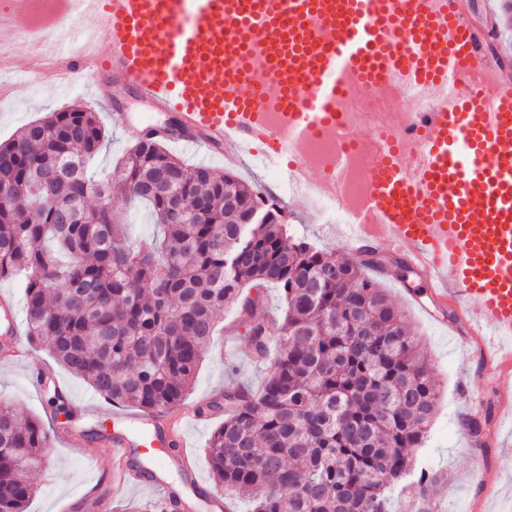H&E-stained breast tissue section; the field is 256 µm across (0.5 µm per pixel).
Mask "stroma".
<instances>
[{"mask_svg":"<svg viewBox=\"0 0 512 512\" xmlns=\"http://www.w3.org/2000/svg\"><path fill=\"white\" fill-rule=\"evenodd\" d=\"M88 73L77 74L64 91L46 84L18 86L12 98L0 105V142L8 140L21 126L42 118L47 112L80 103L97 112L105 121L106 146L96 157L93 169L99 174L114 172L119 159L136 137L134 128L151 121L163 123V113L148 103L131 98L119 87H112L108 96H98ZM121 105L127 116V130L107 122L108 109ZM234 174L258 188L264 195L275 197L284 207L286 222L296 234L308 237L333 255L348 258L352 251L341 225L328 223L327 217L309 200L292 191L281 167H263L254 162L232 169ZM393 305L408 317L414 332L422 336L429 351V364L438 390L436 416L421 447L414 449L416 460L443 473L434 499L435 512H503L512 506V423L492 419L485 446L472 442L465 427L469 416H483L487 408L501 404L512 406V368L488 363L479 345L465 343L475 316L458 315L452 308L439 305L427 280L401 264H386L377 276ZM214 352L201 362L195 382L185 397L207 407L216 394L247 390L258 386L264 366L257 362L247 339V327L238 306L225 307L213 338ZM48 349L34 346L26 363L0 362V398L10 401L19 415L39 419L46 431L62 423L78 431H95L111 426V403L99 402L100 414H91L89 402L96 400L90 386L65 369L57 374L68 387L66 414H54L47 395L38 393L29 381L30 372L39 365L53 363ZM481 384L479 402H466L461 385L466 376ZM97 401V400H96ZM226 416L215 411L204 423H186L187 449L196 462V474L204 487H211L206 443ZM48 470H36L32 481L37 486L28 505V512H80L78 496L88 486H102L111 502L112 512H122L133 505L140 512H155L161 498L146 485L112 484L108 473L112 467L110 449L92 445L76 447L47 446ZM484 471L483 481H475V468Z\"/></svg>","mask_w":512,"mask_h":512,"instance_id":"obj_1","label":"stroma"}]
</instances>
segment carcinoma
I'll return each instance as SVG.
<instances>
[{
  "label": "carcinoma",
  "instance_id": "1",
  "mask_svg": "<svg viewBox=\"0 0 512 512\" xmlns=\"http://www.w3.org/2000/svg\"><path fill=\"white\" fill-rule=\"evenodd\" d=\"M97 113L54 110L0 143V280H24L26 336L106 401L163 413L179 405L243 288L284 301L269 326L245 309L257 395L232 406L207 442L213 488L247 512H433L438 474L416 463L437 406L428 358L405 315L366 269L288 225L241 224L242 207L278 200L231 172L190 166L139 139L118 170L127 206L144 205L163 241L134 247L114 218L112 176L89 175L104 147ZM275 353H270L271 337ZM47 434L0 400V512H26Z\"/></svg>",
  "mask_w": 512,
  "mask_h": 512
}]
</instances>
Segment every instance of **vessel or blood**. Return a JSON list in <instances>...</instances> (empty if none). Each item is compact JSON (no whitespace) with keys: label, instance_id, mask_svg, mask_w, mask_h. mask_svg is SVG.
<instances>
[{"label":"vessel or blood","instance_id":"b4317fda","mask_svg":"<svg viewBox=\"0 0 512 512\" xmlns=\"http://www.w3.org/2000/svg\"><path fill=\"white\" fill-rule=\"evenodd\" d=\"M12 4L0 13V46L33 47L24 82L63 87L90 72L170 113L166 141L232 165L264 146L273 164L291 157L290 182L320 197H336L340 182L299 159L297 145L311 131H335L336 98L352 92L342 72L411 82L424 111L364 115L401 142L369 143L379 163L352 249L399 255L438 299L476 311L492 357L512 362V79L495 76L449 103L444 85L470 86L486 65L484 29L460 0H69L46 30L25 26L24 0ZM91 14L103 33L81 38ZM269 105L284 130L269 125ZM0 321L13 361H23L14 301H0ZM113 417V482L138 477L136 452L154 465L148 485L182 502L183 488L165 477L189 468L182 428L165 414Z\"/></svg>","mask_w":512,"mask_h":512}]
</instances>
